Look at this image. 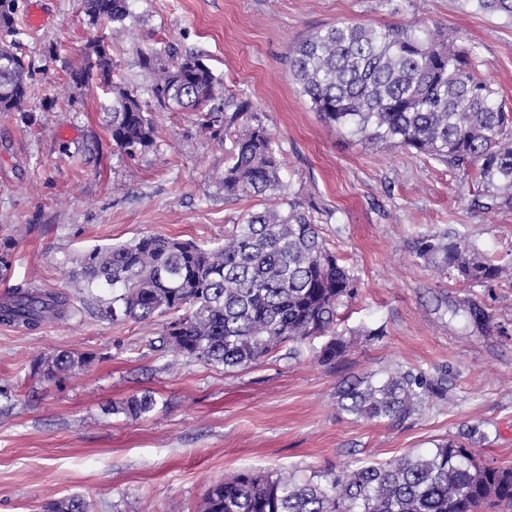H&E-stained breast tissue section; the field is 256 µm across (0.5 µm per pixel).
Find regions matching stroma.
<instances>
[{"instance_id": "35a3bbf8", "label": "stroma", "mask_w": 512, "mask_h": 512, "mask_svg": "<svg viewBox=\"0 0 512 512\" xmlns=\"http://www.w3.org/2000/svg\"><path fill=\"white\" fill-rule=\"evenodd\" d=\"M21 51L34 70L22 112H0V243L11 244L0 288L66 291L70 270L95 246L146 235L207 247L261 198L228 199L219 183L231 139L213 138L195 112L157 111V145L114 155L109 96L74 90L68 73L97 30L80 0H19ZM45 21L33 25L32 7ZM129 33L112 40L116 80L146 89L141 54L191 51L248 98L282 160L290 194L321 211L328 248L360 282L336 331L361 340L330 368L318 337L260 363L227 370L180 364L157 339L165 322H112L98 291L75 295L74 314L35 330L0 324V512H40L81 495L90 512H197L205 491L241 470L322 476L359 461L428 454L476 426L482 461L512 465V210L471 204L462 172L398 148H372L327 125L287 73L306 37L339 21L408 20L454 28L483 60L482 77L512 106V22L464 0H129ZM453 228L499 260L508 279L465 287L417 258L418 234ZM471 297L493 315L478 327L452 315ZM60 351L91 355L66 378H31ZM389 368L446 370L452 403L428 404L401 424L338 413L341 380ZM151 394L137 420L113 404Z\"/></svg>"}]
</instances>
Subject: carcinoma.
Wrapping results in <instances>:
<instances>
[{"instance_id":"obj_1","label":"carcinoma","mask_w":512,"mask_h":512,"mask_svg":"<svg viewBox=\"0 0 512 512\" xmlns=\"http://www.w3.org/2000/svg\"><path fill=\"white\" fill-rule=\"evenodd\" d=\"M481 13L512 21V0H464ZM19 0H0V112H22L33 68L17 51ZM89 24L106 28L70 71L77 86L104 82L112 94L110 132L114 150L129 159L156 145L152 112L187 110L203 127L233 139L224 167L229 199L284 195L283 160L249 101L224 91L221 82L188 53L168 62L144 53L153 74L141 94L114 82L110 50L101 41L127 30L128 0H82ZM477 53L456 44L453 31L414 22L363 25L340 22L312 34L289 55L288 74L321 119L370 146H390L474 175L473 203L512 209V113L479 74ZM316 206L297 198L248 212L225 231L224 245L143 236L129 243L96 246L72 276L78 288H96L103 313L114 322L170 315L160 347L185 364L203 362L237 369L254 365L283 344L329 335L318 357L334 365L351 342L332 333L341 306L355 299L359 282L326 247ZM416 254L448 277L470 286H491L505 269L455 229L421 233ZM476 326L490 320L478 302L452 310ZM71 297L29 284L17 285L0 303V322L35 329L70 316ZM92 357L61 351L33 365L47 381L73 373ZM448 400V374L397 368L342 382L339 412L375 423L402 422L431 402ZM155 398L132 396L112 407L136 420ZM479 429L450 438L428 455H407L384 465L347 466L326 484L295 474L241 471L211 486L199 512H484L512 508V466L484 463L472 445ZM41 512H89L78 495L49 499Z\"/></svg>"}]
</instances>
